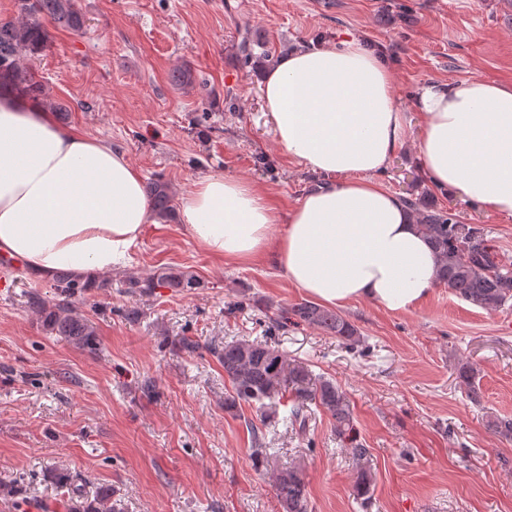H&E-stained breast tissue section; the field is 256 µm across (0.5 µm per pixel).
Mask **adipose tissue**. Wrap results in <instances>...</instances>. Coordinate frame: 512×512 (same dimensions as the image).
Here are the masks:
<instances>
[{
    "label": "adipose tissue",
    "mask_w": 512,
    "mask_h": 512,
    "mask_svg": "<svg viewBox=\"0 0 512 512\" xmlns=\"http://www.w3.org/2000/svg\"><path fill=\"white\" fill-rule=\"evenodd\" d=\"M259 86L279 145L325 183L285 214L255 185L208 175L182 197V226L214 256L243 264L272 256L329 306L420 304L436 284L437 259L378 179L409 128L387 61L347 36L285 53ZM416 106L430 181L512 215V84L432 81ZM143 187L124 151L57 123L37 101L0 94V250L28 269L111 270L157 221Z\"/></svg>",
    "instance_id": "obj_1"
}]
</instances>
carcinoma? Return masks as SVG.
I'll return each instance as SVG.
<instances>
[{"label":"carcinoma","mask_w":512,"mask_h":512,"mask_svg":"<svg viewBox=\"0 0 512 512\" xmlns=\"http://www.w3.org/2000/svg\"><path fill=\"white\" fill-rule=\"evenodd\" d=\"M17 16L0 18V88H9L18 95L33 99L45 97L44 85L24 63L42 53L50 43L48 25L58 24L79 31L84 17L78 0H15ZM146 196L153 210L161 217L170 212V186L160 178L146 183ZM416 215L418 230L427 239L438 260V283L448 286L453 294L485 310H497L512 302V264L499 259L489 244L487 232L478 224H463L454 214L432 208L421 201L405 199ZM123 284L132 291L146 292L157 286L193 288L195 276L184 270L168 268L146 278L129 276ZM83 285L65 271L55 273L57 299L43 300L29 294L28 303L43 319L48 331L63 336L80 347L96 346V329L80 316L72 302ZM305 325L326 336L336 338L343 347L356 350L364 343L357 327L340 312L305 301L280 311L272 327ZM224 367V379L231 385V394L224 398V408L234 411L241 404L252 405L263 420L280 419L285 426L305 429L312 408L325 412L334 420L336 433L352 445L359 470L353 485V496L369 499L373 473L368 466L369 450L354 444L356 433L348 397L342 386L329 378L313 373L301 362L288 359L278 348L266 341L236 339L221 347L210 348ZM461 381L467 386L470 401H481L475 384V370L467 364L458 368ZM291 392V407L279 415L282 389ZM498 437L512 441V418L496 417L489 422ZM255 461L275 456V449L265 446L260 429L252 427ZM56 486L66 491L69 512H121L113 499L112 486L99 484L89 493L77 475L59 467L52 473ZM271 486L282 512H310L308 484L304 468L290 463L273 473Z\"/></svg>","instance_id":"1"}]
</instances>
